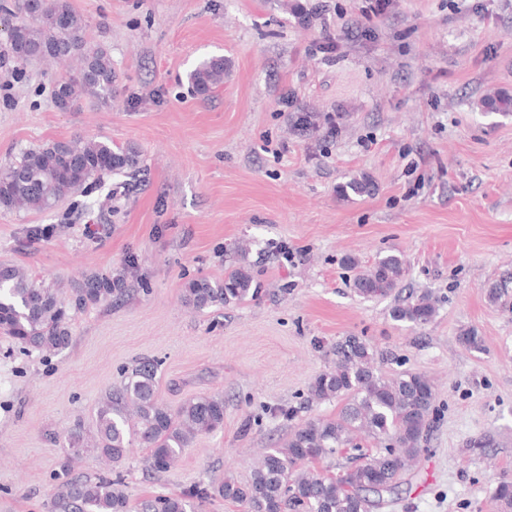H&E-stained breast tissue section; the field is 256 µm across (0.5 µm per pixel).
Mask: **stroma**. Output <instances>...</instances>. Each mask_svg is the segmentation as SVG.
Here are the masks:
<instances>
[{"label": "stroma", "instance_id": "35a3bbf8", "mask_svg": "<svg viewBox=\"0 0 512 512\" xmlns=\"http://www.w3.org/2000/svg\"><path fill=\"white\" fill-rule=\"evenodd\" d=\"M291 2L71 0L88 44L112 56L106 109L55 105L68 62L14 58L0 69V165L100 136L141 155L132 185L107 175L47 211L0 209V264L65 301L91 275L123 276L126 287L71 318L62 352L26 353L0 337V512H44L68 431L94 429L99 399L144 361L157 363L156 395L169 408L223 396L224 427L163 473L133 445L114 467L131 502L248 482L260 449L336 415L339 403L305 398L351 335L377 350L384 376L421 373L435 386L423 451L402 475L408 492L381 512H501L493 491L512 476V312L486 291L512 276V114L479 102L512 94V0H301L315 13L308 25ZM211 56L227 71L202 96L188 74ZM295 112L334 129L298 131ZM359 172L374 192L339 197ZM387 254L406 261L399 288L357 296V269ZM241 262L256 300L201 313L184 305L185 283L223 280ZM423 292L438 305L430 324L391 318ZM464 328L484 350L459 344Z\"/></svg>", "mask_w": 512, "mask_h": 512}]
</instances>
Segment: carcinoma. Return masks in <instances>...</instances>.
Listing matches in <instances>:
<instances>
[{"label":"carcinoma","instance_id":"cac0c4a2","mask_svg":"<svg viewBox=\"0 0 512 512\" xmlns=\"http://www.w3.org/2000/svg\"><path fill=\"white\" fill-rule=\"evenodd\" d=\"M15 8L9 39L17 58L79 59V66L54 85L57 107L68 110L86 98L101 108L110 106L116 82L112 57L102 46H87L86 24L70 0H15ZM61 15L67 17L64 25L58 23ZM226 70L222 57L202 61L191 74L196 92L206 95L223 84ZM479 105L487 112H512V96L489 95ZM320 119L318 112L294 115L295 126L309 134L320 130ZM138 164L139 150L131 144L119 147L97 139L59 140L30 148L0 166V208L49 210L89 180L130 173ZM373 190L372 179L362 173L339 185L337 194L362 196ZM404 270L401 256H384L355 277L353 288L366 299L387 296L400 285ZM122 291L121 279L96 275L66 303L56 289L38 283L23 268L0 265V333L26 351L62 350L71 341L68 308L107 301ZM258 294L250 269L240 263L222 281L188 282L183 299L190 308L204 311L242 304ZM487 298L506 310L512 308L505 281L487 288ZM436 312V300L424 292L394 306L391 318L423 327L433 321ZM458 341L470 351L485 349L483 338L472 329L461 330ZM335 352L334 364L309 386L306 402L340 401L336 417L300 424L281 447L264 450L249 483L227 479L217 487L219 495L239 503L244 512H377L401 496L404 489L399 477L416 464L422 451L435 401L434 385L420 373L383 376L375 367L373 347L358 336L337 343ZM155 373V365L144 362L120 387L105 392L97 406L94 435L80 427L71 431L69 457L62 467L66 479L45 504L46 512H132L120 475L69 476L70 463L90 448L117 464L127 457L135 439L147 450L148 467L165 472L197 436L223 428V397L196 396L172 411L157 400ZM359 433L381 447L373 453L365 450L355 442ZM343 455L355 464L342 467L339 474L331 473L333 461ZM315 463L326 464V470L311 469ZM210 496L208 487L198 485L182 496L157 495L145 500L139 512H192L189 499L202 501ZM494 498L507 512L512 509V477L499 479Z\"/></svg>","mask_w":512,"mask_h":512}]
</instances>
